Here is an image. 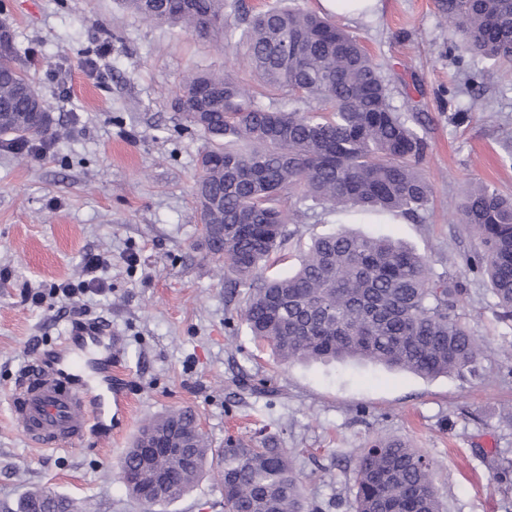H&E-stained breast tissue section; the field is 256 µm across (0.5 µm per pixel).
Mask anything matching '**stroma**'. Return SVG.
Instances as JSON below:
<instances>
[{
  "mask_svg": "<svg viewBox=\"0 0 512 512\" xmlns=\"http://www.w3.org/2000/svg\"><path fill=\"white\" fill-rule=\"evenodd\" d=\"M1 19L61 136L40 154L0 139V512L43 487L82 512H224L214 466L190 493L150 509L119 478L143 421L186 407L212 448L269 434L294 449L304 493L322 512H353L358 457L379 436L435 460L445 512H512V476L499 478L500 461L512 459V325L499 320L473 266L478 241L457 219L468 183L512 196L502 151L512 140V83L493 61L449 56L436 0H384L377 18L339 22L395 75L394 105L430 144L427 207L394 221L306 201L270 271L292 272L315 236L343 227L414 247L463 290L461 319L484 344L475 379L365 361L283 368L253 339L237 317L244 289H229L230 272L202 245L193 186L205 140L172 106L184 74L231 65L222 43L131 16L117 0H0ZM90 252L106 262L105 294H54L83 280ZM30 291L42 303L26 300ZM79 310L120 341L131 412L113 416L105 446L39 449L13 423L9 391Z\"/></svg>",
  "mask_w": 512,
  "mask_h": 512,
  "instance_id": "stroma-1",
  "label": "stroma"
}]
</instances>
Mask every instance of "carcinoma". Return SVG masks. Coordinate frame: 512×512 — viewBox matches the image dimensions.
<instances>
[{
  "mask_svg": "<svg viewBox=\"0 0 512 512\" xmlns=\"http://www.w3.org/2000/svg\"><path fill=\"white\" fill-rule=\"evenodd\" d=\"M134 16L171 23L199 37L227 33L228 11L246 24L235 60L266 86L288 92V103H264L233 69L200 71L177 86L175 108L213 146L199 154L194 198L208 253L247 288L240 310L254 338L280 364L365 360L422 377L475 373L481 340L460 323L462 289L437 275L427 258L400 242L340 229L315 237L298 270L266 275L312 198L331 210L361 208L414 215L432 188L420 165L429 145L392 104L390 81L359 39L299 6L251 13L244 0H121ZM448 28L475 56L504 65L512 80V0H437ZM10 52L0 56V136L28 141L48 136L52 120L27 71ZM459 222L479 239L482 263L500 309L512 321V198L477 182L460 203ZM176 435L190 445L181 458L144 463L148 436ZM294 451L263 438L228 439L216 450L196 414L171 411L145 422L120 464L133 479L132 498L146 505L190 492L218 458L224 512H320L300 492ZM167 475V496L148 491ZM355 512H443L435 462L397 439L364 449L354 475ZM48 489L28 492L18 512L36 506L79 512Z\"/></svg>",
  "mask_w": 512,
  "mask_h": 512,
  "instance_id": "cac0c4a2",
  "label": "carcinoma"
}]
</instances>
